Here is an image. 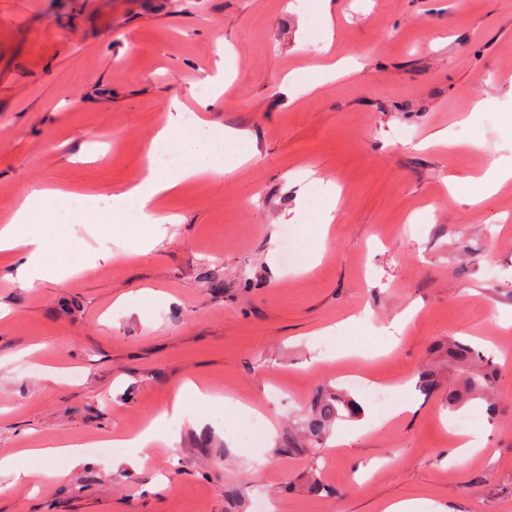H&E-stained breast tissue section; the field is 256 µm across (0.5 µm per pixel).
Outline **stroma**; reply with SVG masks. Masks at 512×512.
I'll use <instances>...</instances> for the list:
<instances>
[{"label":"stroma","mask_w":512,"mask_h":512,"mask_svg":"<svg viewBox=\"0 0 512 512\" xmlns=\"http://www.w3.org/2000/svg\"><path fill=\"white\" fill-rule=\"evenodd\" d=\"M344 3L328 30L320 0H0V225L37 188L136 182L169 112L232 133L223 173L157 202L181 221L147 252L82 213L52 244L77 268L63 283L21 287L0 255V456L26 472L0 476V512H252L259 498L268 512H512V182L475 206L445 186L512 160V0ZM338 61L351 72L311 91L287 80ZM445 133L455 147L435 144ZM315 177L340 191L320 244ZM451 337L498 368L496 415L461 410L487 443L460 464L447 410L415 387L426 365L453 379L433 352ZM357 375L404 384L414 412L374 406L337 420L326 447L279 454L316 389ZM185 378L260 398L271 429L240 444L244 420L193 399L140 471L93 448L57 478L56 461L20 454L135 431ZM313 464L332 495L307 493Z\"/></svg>","instance_id":"stroma-1"}]
</instances>
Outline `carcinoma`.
Returning a JSON list of instances; mask_svg holds the SVG:
<instances>
[{"label": "carcinoma", "instance_id": "obj_1", "mask_svg": "<svg viewBox=\"0 0 512 512\" xmlns=\"http://www.w3.org/2000/svg\"><path fill=\"white\" fill-rule=\"evenodd\" d=\"M456 378L448 389L441 390L438 372L426 368L417 374V387L427 396L441 392V401L448 411L455 412L471 400L486 402L489 412L496 410L492 389L497 378V368L481 350L468 342L452 339L438 345ZM359 405L346 392L324 385L316 390L310 403L304 435L307 443L321 445L327 439L335 422L345 416L353 417Z\"/></svg>", "mask_w": 512, "mask_h": 512}]
</instances>
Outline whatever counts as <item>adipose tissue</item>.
I'll use <instances>...</instances> for the list:
<instances>
[{
    "mask_svg": "<svg viewBox=\"0 0 512 512\" xmlns=\"http://www.w3.org/2000/svg\"><path fill=\"white\" fill-rule=\"evenodd\" d=\"M191 154L186 163L164 168L150 162L146 175L124 190L103 196L90 193L36 190L27 196L16 211L10 224L0 227V251L19 250L20 262L15 268V279L21 287H33L36 282H61L69 276L71 266L65 256L51 254L49 242L62 236L71 222L73 210L105 207L112 216L111 223L96 227L98 236L119 234L120 219L128 218L142 227L140 242L149 245L152 238L163 235L164 218L155 214V204L161 197L176 193L183 181L205 172L219 169L217 151L207 138L190 141ZM512 181V165H491L477 177L448 179L452 193L466 194L468 203H476L494 195L504 184ZM28 225L26 233H19V225ZM205 390L191 382L182 383L166 411L149 426L132 436L112 440V447L122 449L118 462L122 465L142 467L149 457L152 445L168 438L170 425L183 416L187 399L206 398Z\"/></svg>",
    "mask_w": 512,
    "mask_h": 512,
    "instance_id": "1",
    "label": "adipose tissue"
}]
</instances>
